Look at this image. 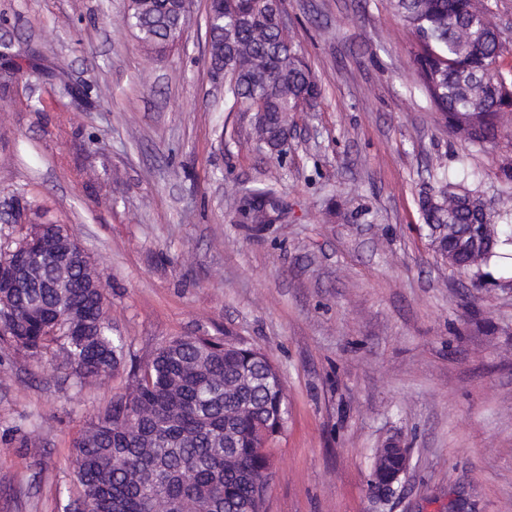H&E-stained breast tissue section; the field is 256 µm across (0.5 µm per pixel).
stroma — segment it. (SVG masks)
Instances as JSON below:
<instances>
[{
	"instance_id": "35a3bbf8",
	"label": "stroma",
	"mask_w": 512,
	"mask_h": 512,
	"mask_svg": "<svg viewBox=\"0 0 512 512\" xmlns=\"http://www.w3.org/2000/svg\"><path fill=\"white\" fill-rule=\"evenodd\" d=\"M208 8L191 0L161 54L126 0H0L19 68L0 84V196L71 228L138 362L206 335L275 363L290 417L267 512H512V269L476 285L437 262L418 210L448 174L490 204L512 193V142L449 132L384 0H285L322 95L277 155L211 73ZM269 182L286 221L239 223L240 190ZM62 361L0 341V512L80 498L72 441L128 383L80 386ZM392 441L410 468L383 497L369 479Z\"/></svg>"
}]
</instances>
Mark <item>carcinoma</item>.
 <instances>
[{
    "mask_svg": "<svg viewBox=\"0 0 512 512\" xmlns=\"http://www.w3.org/2000/svg\"><path fill=\"white\" fill-rule=\"evenodd\" d=\"M141 0L127 15L146 46L175 44L174 27L181 0ZM411 42L417 83L448 127L473 145H497L502 138L498 110L512 106V71L485 76L500 63V29L476 18V0H387ZM210 64L223 63L227 94L254 112H274L256 130L274 141L288 113L317 103L321 86L293 38L281 35L267 0H222L218 15L207 19ZM483 201L478 190L450 178L434 198L420 201L426 236L436 256L453 270L480 283L489 268L512 247V225L495 224L487 245L462 263L448 257L434 236L435 225L474 221ZM280 215L271 186L246 188L239 198L241 224H263ZM73 251V287L48 288L44 274L31 270L18 288H0V339L38 361L49 344H59L65 367L77 382L106 377L124 368L127 345L112 332L107 298L94 288L96 270ZM234 386L224 391V386ZM246 403L245 415L234 414ZM234 435L224 454V425ZM288 425L283 379L264 353L209 336H188L159 347L135 367L125 391L112 405L88 418L72 445L75 475L96 512H149L141 493L157 486L196 512H266L267 494L257 483L259 471L275 463L267 436Z\"/></svg>",
    "mask_w": 512,
    "mask_h": 512,
    "instance_id": "1",
    "label": "carcinoma"
}]
</instances>
